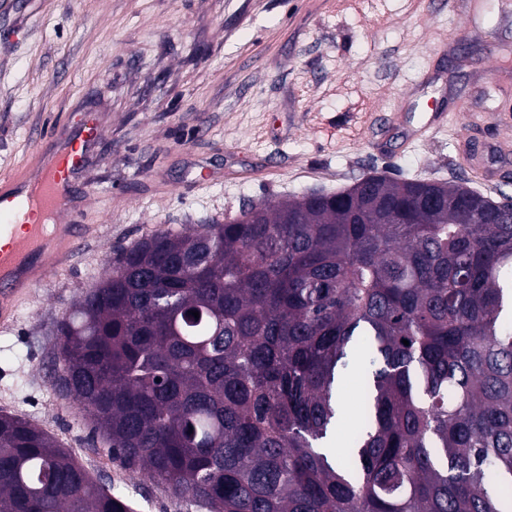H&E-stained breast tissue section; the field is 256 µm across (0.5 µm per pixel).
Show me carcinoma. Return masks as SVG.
Returning a JSON list of instances; mask_svg holds the SVG:
<instances>
[{"instance_id":"cac0c4a2","label":"carcinoma","mask_w":512,"mask_h":512,"mask_svg":"<svg viewBox=\"0 0 512 512\" xmlns=\"http://www.w3.org/2000/svg\"><path fill=\"white\" fill-rule=\"evenodd\" d=\"M56 332L112 456L206 512H512V209L469 187L376 176L157 230ZM0 512L132 505L1 412ZM360 376L361 374L357 370L351 369L343 379L342 398L350 417L353 416L359 400Z\"/></svg>"}]
</instances>
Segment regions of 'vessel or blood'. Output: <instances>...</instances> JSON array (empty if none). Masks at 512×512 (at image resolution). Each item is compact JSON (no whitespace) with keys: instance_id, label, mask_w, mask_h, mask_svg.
I'll return each mask as SVG.
<instances>
[{"instance_id":"b4317fda","label":"vessel or blood","mask_w":512,"mask_h":512,"mask_svg":"<svg viewBox=\"0 0 512 512\" xmlns=\"http://www.w3.org/2000/svg\"><path fill=\"white\" fill-rule=\"evenodd\" d=\"M100 132L96 113H84L69 134L40 146L33 163L0 174V326L13 321L29 289L64 266L85 232L78 178L87 148ZM26 227L16 236L14 225Z\"/></svg>"}]
</instances>
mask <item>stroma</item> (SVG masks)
Segmentation results:
<instances>
[{"mask_svg":"<svg viewBox=\"0 0 512 512\" xmlns=\"http://www.w3.org/2000/svg\"><path fill=\"white\" fill-rule=\"evenodd\" d=\"M0 15V172L87 112L85 239L0 330V412L45 430L135 512H202L143 482L54 383L56 322L157 229L334 193L375 172L512 196V16L498 0H12ZM448 120L424 124L429 99ZM499 169L483 184L469 140ZM274 161L271 179L256 170ZM211 171L201 182L200 170Z\"/></svg>","mask_w":512,"mask_h":512,"instance_id":"stroma-1","label":"stroma"}]
</instances>
